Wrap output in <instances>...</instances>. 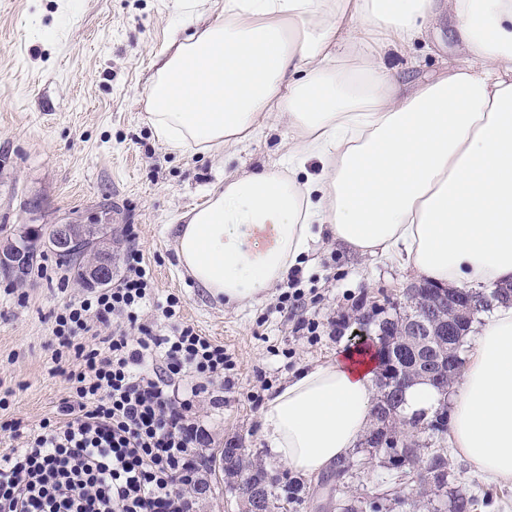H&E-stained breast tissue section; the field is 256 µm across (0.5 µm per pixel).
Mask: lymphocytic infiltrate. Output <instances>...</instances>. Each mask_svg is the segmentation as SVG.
Wrapping results in <instances>:
<instances>
[{"label":"lymphocytic infiltrate","instance_id":"f902f5d3","mask_svg":"<svg viewBox=\"0 0 512 512\" xmlns=\"http://www.w3.org/2000/svg\"><path fill=\"white\" fill-rule=\"evenodd\" d=\"M123 263L115 285L52 313V357L70 392L37 431L0 421L18 441L0 455V512H195L184 488L212 441L196 403L236 363L184 321L176 295L155 302L166 330L142 324L151 271L133 247ZM98 323L112 332L88 346L84 337Z\"/></svg>","mask_w":512,"mask_h":512}]
</instances>
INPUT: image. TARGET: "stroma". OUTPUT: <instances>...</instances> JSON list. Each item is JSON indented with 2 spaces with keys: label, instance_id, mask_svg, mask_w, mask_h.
<instances>
[{
  "label": "stroma",
  "instance_id": "1",
  "mask_svg": "<svg viewBox=\"0 0 512 512\" xmlns=\"http://www.w3.org/2000/svg\"><path fill=\"white\" fill-rule=\"evenodd\" d=\"M181 2L0 0V240L18 224H108L118 276L124 250L140 249L155 296H179L184 320L235 358L222 400L205 396L196 407L211 424L213 449L235 442L278 473L286 465L260 439L258 401L299 368L356 344L355 315L404 305L415 278L399 258L375 260L327 238L313 244L300 272L303 288L318 297L307 308L320 321L311 342L294 333L299 314L280 308L279 290L228 306L185 274L175 253L180 216L203 204L226 173L279 158L288 138L281 124L226 153L173 152L156 138L145 88ZM466 59L443 13L429 20L421 41L388 48L382 62L412 87ZM84 292L50 254L24 281L0 273V392L10 394L0 417L35 428L67 396L52 360L50 313ZM448 459L461 486L487 488L491 502L478 512H512V484H491L456 453Z\"/></svg>",
  "mask_w": 512,
  "mask_h": 512
}]
</instances>
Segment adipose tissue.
<instances>
[{
  "label": "adipose tissue",
  "mask_w": 512,
  "mask_h": 512,
  "mask_svg": "<svg viewBox=\"0 0 512 512\" xmlns=\"http://www.w3.org/2000/svg\"><path fill=\"white\" fill-rule=\"evenodd\" d=\"M155 55L148 120L171 151L233 149L270 119L288 151L226 175L186 214L175 251L225 304L255 302L302 266L322 230L416 277L512 280V0H218ZM447 10L466 65L402 90L382 38L405 45ZM315 170H308V163ZM375 354L339 347L259 414L275 459L304 476L348 456L371 423ZM448 445L512 483V305L478 325L448 396Z\"/></svg>",
  "instance_id": "ef3b65f1"
}]
</instances>
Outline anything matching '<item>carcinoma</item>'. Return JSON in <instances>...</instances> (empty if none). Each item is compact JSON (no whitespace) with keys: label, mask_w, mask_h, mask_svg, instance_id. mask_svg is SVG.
I'll return each instance as SVG.
<instances>
[{"label":"carcinoma","mask_w":512,"mask_h":512,"mask_svg":"<svg viewBox=\"0 0 512 512\" xmlns=\"http://www.w3.org/2000/svg\"><path fill=\"white\" fill-rule=\"evenodd\" d=\"M74 232L78 239L75 247L61 251L55 243L54 226L38 228L31 224L17 225L14 241L30 247L24 274H29L37 263V258L40 257L39 248L42 247L54 254L60 263L67 265L74 279L81 284L90 288L109 285L112 274H107L102 280L93 278L92 265L83 262V259L88 255L101 258V238L111 233L112 229L102 224H77ZM422 299L423 296L419 293L410 296V304L402 313H387L382 317L372 314L369 319L375 329L383 330L392 324L393 318L399 315L406 318L408 314L415 313ZM473 323L474 320L470 319L459 325L454 336H425L421 343L408 339L406 343L394 346V360L400 368L413 375L415 384L426 379L428 362L439 353L459 367L462 363L461 353ZM403 403L402 389L397 394L379 393L372 410L373 423L367 433L371 437L383 428L408 432L410 447L403 456L393 459L389 449L383 446L360 448L358 452L386 468L393 484L411 475L416 477L413 498L409 502L412 512H418L421 508L430 509L432 512H475L480 503V495L453 484L448 468V450L433 448L426 443L429 433L425 430V425L437 419L439 410L448 407V395L438 394L437 407L431 411L416 412L410 416L404 413ZM206 470L212 475L218 472L224 474V486L233 496L237 494L236 486L239 484L254 490V507L257 512H283L286 503L303 499L305 492V487L301 484L284 482L278 475L271 473L260 457L248 458L245 451L237 452L232 447L224 450V454L219 457L210 456L206 461ZM333 509L334 512H372V504L343 485L333 503Z\"/></svg>","instance_id":"cac0c4a2"}]
</instances>
